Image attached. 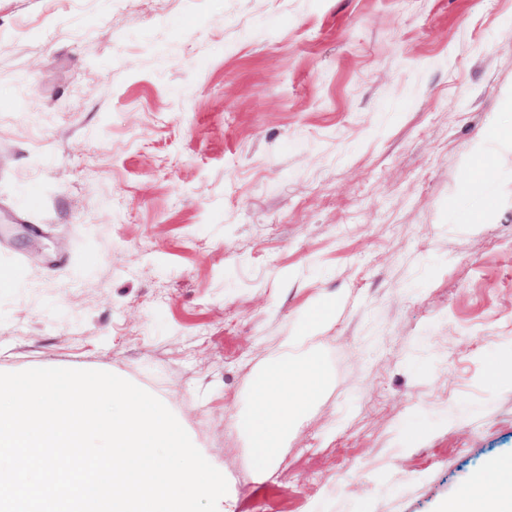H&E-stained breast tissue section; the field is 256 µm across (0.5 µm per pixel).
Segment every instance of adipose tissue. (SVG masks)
I'll return each instance as SVG.
<instances>
[{
	"mask_svg": "<svg viewBox=\"0 0 512 512\" xmlns=\"http://www.w3.org/2000/svg\"><path fill=\"white\" fill-rule=\"evenodd\" d=\"M323 387L322 368L312 357L295 362L281 360L255 380L246 421L258 474L273 469L279 445L292 430L299 409L312 403ZM495 471L494 487L475 480L441 512H512V462H499Z\"/></svg>",
	"mask_w": 512,
	"mask_h": 512,
	"instance_id": "1",
	"label": "adipose tissue"
}]
</instances>
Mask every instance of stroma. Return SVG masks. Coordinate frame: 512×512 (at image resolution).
Returning <instances> with one entry per match:
<instances>
[{
    "mask_svg": "<svg viewBox=\"0 0 512 512\" xmlns=\"http://www.w3.org/2000/svg\"><path fill=\"white\" fill-rule=\"evenodd\" d=\"M511 91L512 0H0V372L133 382L236 512H440L512 460ZM324 382L315 358L288 362V354L255 380L246 421L258 475L273 469L279 445L292 430L299 409L316 399Z\"/></svg>",
    "mask_w": 512,
    "mask_h": 512,
    "instance_id": "35a3bbf8",
    "label": "stroma"
}]
</instances>
